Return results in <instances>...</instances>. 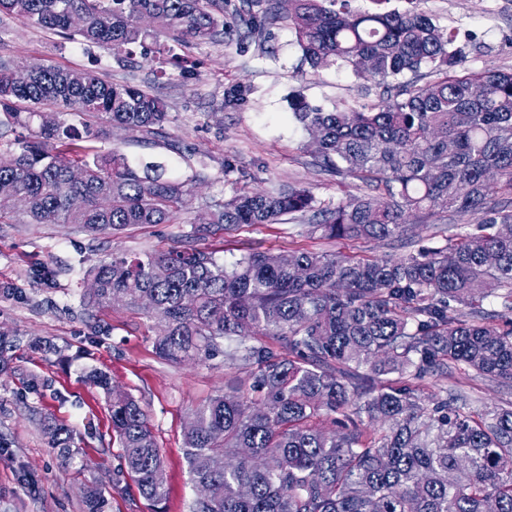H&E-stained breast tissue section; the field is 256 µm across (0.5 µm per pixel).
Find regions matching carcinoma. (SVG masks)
Segmentation results:
<instances>
[{
    "mask_svg": "<svg viewBox=\"0 0 512 512\" xmlns=\"http://www.w3.org/2000/svg\"><path fill=\"white\" fill-rule=\"evenodd\" d=\"M217 0H0V20L53 30L112 51L119 63L158 45L162 62L188 60L141 25L161 17L176 43L224 34ZM278 0L312 69L328 64L379 78L386 102L325 109L288 101L309 133L316 165L350 176L363 193L334 206L305 187L241 189L191 235L205 240L242 225L278 224L312 213L325 239H400V257L353 258L300 248H252L232 264L202 248L145 257L114 256L89 267L91 307L123 305L157 321V354L203 362L220 354L253 370L255 403L231 385L192 414L183 433L190 480L208 490L192 512H512V406L471 408L446 389L427 398L418 381L455 370L512 385V328L490 325L485 301L512 312V72L461 67L456 36L422 11L370 0ZM259 0H240L247 33L266 23ZM434 80L420 85L418 76ZM485 88L482 96L474 86ZM81 119V126L66 116ZM166 120L149 91L94 71L30 66L21 82L0 62V125L33 129L0 143V224H76L110 235L135 224H173L187 183L164 165H132L115 152L81 145L108 127L151 132ZM468 215L444 242L408 235L422 222ZM90 380L112 396V430L142 496L167 497L165 461L144 409L114 394L98 371ZM367 415L361 428L349 413ZM333 417L337 429L314 420ZM51 447L71 466L67 429L43 421ZM88 512H106L101 488Z\"/></svg>",
    "mask_w": 512,
    "mask_h": 512,
    "instance_id": "carcinoma-1",
    "label": "carcinoma"
}]
</instances>
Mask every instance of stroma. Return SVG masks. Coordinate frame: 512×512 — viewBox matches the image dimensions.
Returning a JSON list of instances; mask_svg holds the SVG:
<instances>
[{"label": "stroma", "instance_id": "obj_1", "mask_svg": "<svg viewBox=\"0 0 512 512\" xmlns=\"http://www.w3.org/2000/svg\"><path fill=\"white\" fill-rule=\"evenodd\" d=\"M224 0L228 26L221 40L175 46L193 69L158 73L153 58L118 64L109 50L80 47L38 28L11 21L0 26V61L43 63L97 71L106 80L150 90L166 106L167 119L154 133L111 129L99 149L134 164L157 162L186 181L192 193L182 224H143L115 235L91 236L73 224H0V435L11 446L0 452V512H86L84 491L107 487V512H153L133 480L120 471L121 449L112 430L106 395L88 378L107 373L116 389L145 409L165 459L167 498L163 512H190L197 498L184 459L183 430L192 411L236 380L250 395L251 372L225 365L223 357L203 363H173L156 353V328L142 312L123 305H84L85 270L113 254H144L191 245V222L208 206L246 187L263 192L294 185L312 188L318 200L335 204L356 194L351 178L322 174L308 137L289 114L299 94L312 104L359 106L378 102L376 81L350 69L312 70L287 22L272 21L261 38H244ZM415 8L458 34L462 65H492L512 71V0H391ZM247 98L231 101L233 89ZM234 169L225 172V161ZM308 217L243 226L205 240L222 261L238 258L250 245L278 251L305 246L364 258L404 255L393 240H327L310 237ZM66 266L52 285L36 282L42 265ZM73 431L76 466L62 465L42 430L43 418Z\"/></svg>", "mask_w": 512, "mask_h": 512}]
</instances>
